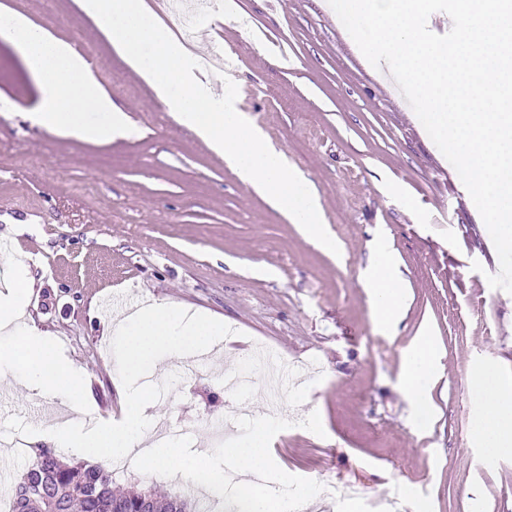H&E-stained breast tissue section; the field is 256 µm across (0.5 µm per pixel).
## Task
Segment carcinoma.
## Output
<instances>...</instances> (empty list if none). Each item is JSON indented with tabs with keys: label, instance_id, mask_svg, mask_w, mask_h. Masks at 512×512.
Here are the masks:
<instances>
[{
	"label": "carcinoma",
	"instance_id": "1",
	"mask_svg": "<svg viewBox=\"0 0 512 512\" xmlns=\"http://www.w3.org/2000/svg\"><path fill=\"white\" fill-rule=\"evenodd\" d=\"M11 512H201L187 494L121 491L105 465L71 464L39 448L14 485Z\"/></svg>",
	"mask_w": 512,
	"mask_h": 512
}]
</instances>
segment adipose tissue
<instances>
[{
  "label": "adipose tissue",
  "mask_w": 512,
  "mask_h": 512,
  "mask_svg": "<svg viewBox=\"0 0 512 512\" xmlns=\"http://www.w3.org/2000/svg\"><path fill=\"white\" fill-rule=\"evenodd\" d=\"M6 33L19 45L32 71L40 80L46 97L35 120L52 131L80 140H102L128 132L124 113L115 110L89 65L65 42L48 30L34 26L23 15H10ZM371 315L376 326L389 330L399 319L404 290L391 253L376 244L374 261L364 273ZM32 286L21 276L11 296L0 297V324L10 327L11 341L0 344V373L39 394L86 393L87 373L71 361L55 356L49 337L25 315L24 302ZM223 320L203 317L184 324L179 307L155 301L134 317L114 328L121 354L118 372L123 380L136 377L141 369L160 356L180 360L206 348L223 335ZM435 349L430 337H421L408 347L402 358V389L417 416L433 414L429 392L435 379ZM149 397L140 390L125 395V422L121 427L83 429L69 426L36 429L35 435L59 443L74 455L107 460L120 457L145 473L180 474L203 482L209 493L223 497L224 467L213 463H192L183 458L176 445L149 446L145 421ZM473 407L481 416L478 433L491 452L512 450V377L504 378L494 369L480 374ZM271 422L259 423L249 439L225 449L238 476L263 470L268 458L267 438Z\"/></svg>",
  "instance_id": "ef3b65f1"
}]
</instances>
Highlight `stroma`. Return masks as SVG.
Here are the masks:
<instances>
[{"label": "stroma", "instance_id": "35a3bbf8", "mask_svg": "<svg viewBox=\"0 0 512 512\" xmlns=\"http://www.w3.org/2000/svg\"><path fill=\"white\" fill-rule=\"evenodd\" d=\"M81 0H0L83 54L129 137L78 141L36 123L42 86L0 38V241L36 282L26 303L55 352L84 365L87 396L56 397L75 424L116 426L124 386L109 323L145 300L224 318L219 353L145 370L137 380L177 426L188 456L220 459L215 422L234 438L278 421L261 493L356 486L313 496L303 512H512V452L477 440L475 387L484 366L512 376V303L492 238L453 165L391 74L363 56L328 0H223L224 57L237 111L259 128L319 198L338 253L310 243L224 159L180 125L132 71ZM108 61L110 73L99 70ZM385 241L406 291L392 333L370 314L363 273ZM481 271H474L473 263ZM431 336L438 362L424 422L400 385L402 352ZM45 398L0 383V491L31 462Z\"/></svg>", "mask_w": 512, "mask_h": 512}]
</instances>
